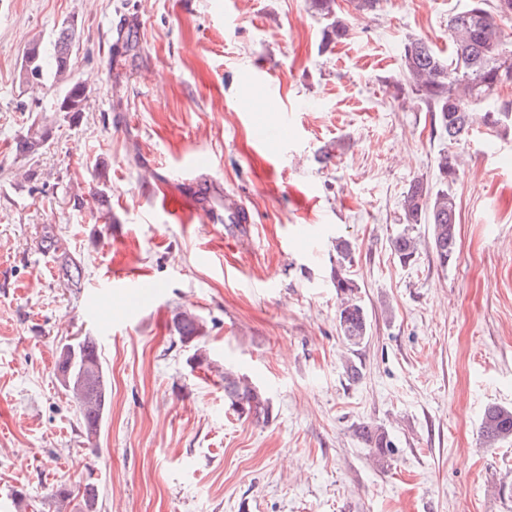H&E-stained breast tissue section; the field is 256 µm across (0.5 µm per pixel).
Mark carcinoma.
I'll list each match as a JSON object with an SVG mask.
<instances>
[{
  "label": "carcinoma",
  "instance_id": "carcinoma-1",
  "mask_svg": "<svg viewBox=\"0 0 512 512\" xmlns=\"http://www.w3.org/2000/svg\"><path fill=\"white\" fill-rule=\"evenodd\" d=\"M481 8L473 5L455 14L448 22L452 52L441 57L422 37L406 40L402 52V78L393 82L394 96H413L432 113L434 125L448 138L450 149L439 153L436 164V185L422 178L411 181L401 203L404 228L391 239V249L403 265L414 263L418 241L410 233L417 224L431 225L430 245L441 265L456 258L458 224L457 201L452 192L460 171V155L451 149L478 123L504 135L512 131V103L477 111L481 102L495 94L494 79L500 72L512 73V46L503 40L498 20L512 16V0H481ZM311 8L324 22V40L341 42L349 35V26L337 12V0H311ZM72 27L58 30L53 53L47 55L35 44L29 51L36 53L28 67L33 78L48 70L56 82L65 86L58 107L71 104L70 112H82L86 99L85 83L72 74L69 47ZM51 129L33 123L26 135L16 142V151L37 157L47 148ZM40 245L57 254L58 278L77 285L82 269L76 258L63 250L59 240L48 228H43ZM352 244L336 240V266L332 268V284L339 300L337 320L343 341L352 351L368 337L369 320L362 303L361 288L348 273ZM175 327L185 343L197 341L203 335L202 322L192 314H181ZM71 351L59 354L56 374L63 387L72 392L76 408L85 427L86 436L96 435L108 404V383L100 360L96 340L82 336L67 343ZM224 398L239 415L258 424H265L271 415V404L265 391L249 382L247 377L232 369L224 370ZM355 433L372 450L379 466L389 465L393 443L384 428L363 423ZM480 436L492 446L512 439V409L492 405L485 409ZM74 499L65 484L56 487L53 505L63 512Z\"/></svg>",
  "mask_w": 512,
  "mask_h": 512
}]
</instances>
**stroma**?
<instances>
[{
    "label": "stroma",
    "instance_id": "stroma-1",
    "mask_svg": "<svg viewBox=\"0 0 512 512\" xmlns=\"http://www.w3.org/2000/svg\"><path fill=\"white\" fill-rule=\"evenodd\" d=\"M337 4L349 35L326 45L309 0H0V512H53L57 485L87 483L99 512H512V442L479 433L488 406L512 408V133L478 125L457 147L452 263L426 224L413 264L390 248L410 181L434 180L448 146L423 103L393 97L401 49L421 36L449 55L469 0ZM65 22L77 118L55 109L61 85L21 79ZM119 22L138 43L116 57ZM35 122L53 136L29 159L15 143ZM284 123L287 140L261 143ZM192 155L203 208L177 218ZM228 193L252 223L224 222ZM46 226L80 286L58 279ZM340 237L369 319L354 352L331 282ZM116 271L152 294L113 288ZM182 312L204 324L195 343ZM80 336L109 388L90 439L55 372ZM228 368L265 390L268 424L230 409ZM362 423L387 431L389 468ZM180 339L185 343L196 342L203 335L202 322L192 314H180L175 321Z\"/></svg>",
    "mask_w": 512,
    "mask_h": 512
}]
</instances>
